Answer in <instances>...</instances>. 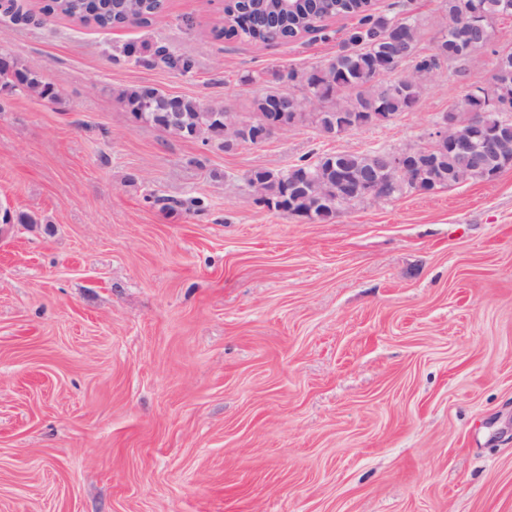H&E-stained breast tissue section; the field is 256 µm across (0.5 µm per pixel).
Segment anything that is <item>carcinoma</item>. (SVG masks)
<instances>
[{
  "label": "carcinoma",
  "mask_w": 512,
  "mask_h": 512,
  "mask_svg": "<svg viewBox=\"0 0 512 512\" xmlns=\"http://www.w3.org/2000/svg\"><path fill=\"white\" fill-rule=\"evenodd\" d=\"M253 0H232L224 5L222 25L213 28L217 38H239L251 42H288L298 36L324 27L332 18L355 16L356 31L350 41L360 44L356 49H344L327 65L308 72V91L320 103L313 112L304 106L288 107V122L312 120L318 131L327 137L339 136L344 128H354L364 122L395 117L412 110L427 88L415 72L428 70L437 64L439 54L452 56L461 50L463 39L455 29L447 30L431 53L418 50L421 35L419 19L400 12L376 14L371 0H293L291 9L282 11L278 0H265L261 10L275 18L264 25L245 23L254 15ZM158 0H49L45 11L61 14L99 28H120L147 25L162 12ZM447 14L465 12L473 23L468 42L481 52L495 40V22L512 16V0H444ZM4 65V82L13 88L44 100L57 98L55 88L42 80L30 66L20 64L10 54L0 57ZM405 66L411 73L391 79L389 75ZM265 82L282 85L293 81L297 74L273 68L264 73ZM497 106L488 109L489 131L500 142V151L480 159L467 153L445 151L437 167L435 187L448 185V174L473 167L477 161L492 171L501 172L512 164V79L493 89ZM292 97L282 89H268L254 97L252 109L256 119L240 128L225 129L224 110L205 108L192 97L172 95L151 86L126 88L119 100L134 119L152 124L182 138L200 139L224 136V149L266 139V120L277 119L279 100ZM386 149L366 152H336L304 159L283 171L255 170L248 182L263 190L260 203L266 206L284 205L283 212L306 215L313 221H326L336 214V205L326 194L314 188L316 183L342 173L384 174Z\"/></svg>",
  "instance_id": "obj_1"
}]
</instances>
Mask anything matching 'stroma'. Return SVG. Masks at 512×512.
Listing matches in <instances>:
<instances>
[{
    "instance_id": "1",
    "label": "stroma",
    "mask_w": 512,
    "mask_h": 512,
    "mask_svg": "<svg viewBox=\"0 0 512 512\" xmlns=\"http://www.w3.org/2000/svg\"><path fill=\"white\" fill-rule=\"evenodd\" d=\"M396 1L431 52L443 0L377 9ZM17 2L0 53L58 97L0 94V205L32 218L0 228V512H512V168L328 222L247 183L426 144L465 85L227 151L134 121L120 90L245 118L263 72L326 65L355 20L260 44L214 37L224 0L110 30Z\"/></svg>"
}]
</instances>
